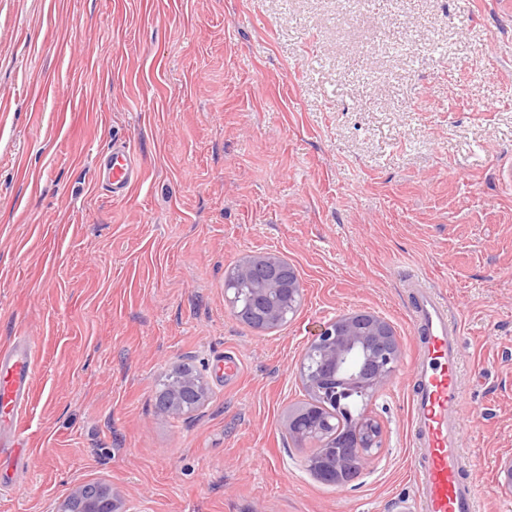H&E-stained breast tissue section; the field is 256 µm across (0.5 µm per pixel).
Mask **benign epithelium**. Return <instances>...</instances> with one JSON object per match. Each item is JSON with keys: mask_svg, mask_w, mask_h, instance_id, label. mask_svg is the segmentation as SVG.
<instances>
[{"mask_svg": "<svg viewBox=\"0 0 512 512\" xmlns=\"http://www.w3.org/2000/svg\"><path fill=\"white\" fill-rule=\"evenodd\" d=\"M282 256L258 252L231 269V282L255 284L249 302L241 306L232 288L225 287L224 300L239 316L257 315L267 329L287 324L303 302L299 277L287 269ZM403 357L393 326L370 311H355L330 319L310 340L298 363L297 374L308 395V404L288 411L284 430L299 443H309L317 452L307 467L320 477L336 480L353 472L360 475L384 444V427L376 417L364 412L348 416L337 432L323 429L320 420L341 394L358 392L374 397L391 383ZM163 412L180 417L202 407L210 398L204 376L195 368L177 363L165 382ZM354 440V452L334 454L336 438ZM86 485H76L52 512H136L125 507L112 485L98 484L99 491L86 493Z\"/></svg>", "mask_w": 512, "mask_h": 512, "instance_id": "7a95c632", "label": "benign epithelium"}]
</instances>
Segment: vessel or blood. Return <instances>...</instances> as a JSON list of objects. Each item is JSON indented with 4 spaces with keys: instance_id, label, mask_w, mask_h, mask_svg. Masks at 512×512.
I'll use <instances>...</instances> for the list:
<instances>
[{
    "instance_id": "b4317fda",
    "label": "vessel or blood",
    "mask_w": 512,
    "mask_h": 512,
    "mask_svg": "<svg viewBox=\"0 0 512 512\" xmlns=\"http://www.w3.org/2000/svg\"><path fill=\"white\" fill-rule=\"evenodd\" d=\"M99 172L114 197L138 184L143 168L129 145L113 140ZM410 313L419 331L410 372L413 458L422 512H478L477 479L469 471L463 446L462 364L459 329L447 301L423 280L413 279ZM32 358L25 341L0 352V420H18L32 380Z\"/></svg>"
}]
</instances>
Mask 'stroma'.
Masks as SVG:
<instances>
[{
	"label": "stroma",
	"instance_id": "obj_1",
	"mask_svg": "<svg viewBox=\"0 0 512 512\" xmlns=\"http://www.w3.org/2000/svg\"><path fill=\"white\" fill-rule=\"evenodd\" d=\"M117 138L145 171L122 199L95 171ZM257 252L303 283L274 330L224 301ZM414 274L461 328L479 512H512V0H0V345L33 360L0 512L88 482L149 512H414ZM360 310L403 357L381 452L334 486L281 422L310 339ZM179 362L210 398L174 419Z\"/></svg>",
	"mask_w": 512,
	"mask_h": 512
}]
</instances>
